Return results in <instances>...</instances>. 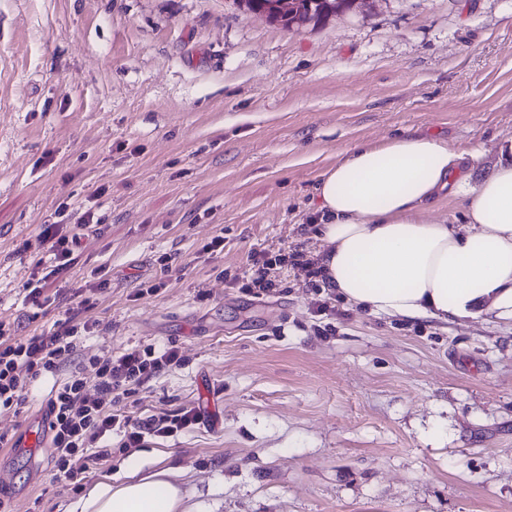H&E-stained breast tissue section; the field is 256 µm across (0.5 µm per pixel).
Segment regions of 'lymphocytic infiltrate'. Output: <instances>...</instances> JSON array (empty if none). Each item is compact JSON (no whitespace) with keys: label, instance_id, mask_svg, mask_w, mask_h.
<instances>
[{"label":"lymphocytic infiltrate","instance_id":"obj_1","mask_svg":"<svg viewBox=\"0 0 512 512\" xmlns=\"http://www.w3.org/2000/svg\"><path fill=\"white\" fill-rule=\"evenodd\" d=\"M93 215L84 213L77 224L43 225L40 249L32 260L24 299L31 319H38L48 298V282L67 271L77 259L82 232L91 230ZM109 281L100 271L79 285L75 308L65 322L46 334L22 336L14 323L0 320V412L26 404L30 386L51 376L55 382L47 398L50 417L52 478L80 488L90 466L112 454L113 445L140 447L149 438H169L187 432L200 419L194 408L174 415L133 418L114 413V406L135 393L137 387L156 379L184 362L178 346H147L119 355L102 350L87 363H76L77 349L95 324L87 313L95 296Z\"/></svg>","mask_w":512,"mask_h":512}]
</instances>
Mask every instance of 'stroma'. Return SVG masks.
Listing matches in <instances>:
<instances>
[{
  "mask_svg": "<svg viewBox=\"0 0 512 512\" xmlns=\"http://www.w3.org/2000/svg\"><path fill=\"white\" fill-rule=\"evenodd\" d=\"M431 135L482 154L512 142V0H367L291 29L235 0H0V319L32 336L22 285L56 209L92 210L55 288L107 267L78 354L175 343L182 366L119 403L192 430L113 449L82 482L168 470L186 512H512V325L377 317L250 253L316 258L319 175L357 144ZM223 234L213 257L200 247ZM171 255L169 266L158 258ZM166 283L138 295L141 284ZM0 452L14 512L79 497ZM250 257L251 263H249L248 270L245 271L246 283L243 284V288L252 289L259 288L260 291L266 293L276 288L277 284L274 280L269 278V266L271 265V259H266V257L262 256L263 259L257 257L256 254H253Z\"/></svg>",
  "mask_w": 512,
  "mask_h": 512,
  "instance_id": "obj_1",
  "label": "stroma"
}]
</instances>
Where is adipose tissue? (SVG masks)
<instances>
[{"mask_svg":"<svg viewBox=\"0 0 512 512\" xmlns=\"http://www.w3.org/2000/svg\"><path fill=\"white\" fill-rule=\"evenodd\" d=\"M465 155L431 136L348 149L318 178L321 264L333 292L376 315L512 322V145L477 185ZM462 220L427 216L443 197ZM181 489L143 477H104L70 512H179Z\"/></svg>","mask_w":512,"mask_h":512,"instance_id":"obj_1","label":"adipose tissue"}]
</instances>
